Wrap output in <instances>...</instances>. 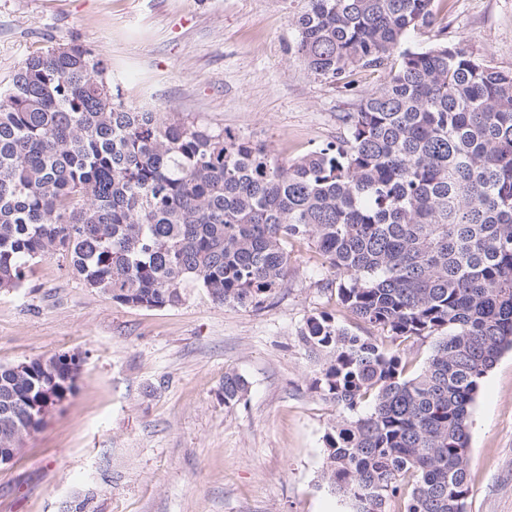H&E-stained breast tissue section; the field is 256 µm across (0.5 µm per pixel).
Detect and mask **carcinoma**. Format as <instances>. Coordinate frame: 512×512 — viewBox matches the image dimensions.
I'll list each match as a JSON object with an SVG mask.
<instances>
[{
    "label": "carcinoma",
    "mask_w": 512,
    "mask_h": 512,
    "mask_svg": "<svg viewBox=\"0 0 512 512\" xmlns=\"http://www.w3.org/2000/svg\"><path fill=\"white\" fill-rule=\"evenodd\" d=\"M434 0H308L292 19L308 68L349 84L386 73L336 145L282 164L225 129L124 104L112 65L73 40L30 55L0 89V288L60 255L118 303L175 307L182 289L257 306L288 276L290 240L336 270L368 328L431 337L408 377L377 336L333 314L300 340L313 388L350 413L323 436V478L351 512H465L470 410L512 349V71L438 41L402 47ZM81 356L0 365V448L74 387ZM248 382L224 374V403Z\"/></svg>",
    "instance_id": "obj_1"
}]
</instances>
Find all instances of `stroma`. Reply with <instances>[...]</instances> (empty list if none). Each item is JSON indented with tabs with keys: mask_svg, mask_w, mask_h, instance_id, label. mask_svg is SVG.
Listing matches in <instances>:
<instances>
[{
	"mask_svg": "<svg viewBox=\"0 0 512 512\" xmlns=\"http://www.w3.org/2000/svg\"><path fill=\"white\" fill-rule=\"evenodd\" d=\"M306 0H0V87L33 52L77 39L112 63L127 105L230 129L285 162L338 142L342 117L385 74L349 86L289 52ZM512 70V0H436L438 40ZM288 279L260 307L214 303L188 287L175 307L120 304L65 263L39 259L0 289V365L82 357L71 393L0 468V512H349L322 478L323 436L346 414L313 388L320 366L298 333L332 313L336 274L309 240L287 245ZM248 391L225 404L224 375ZM466 512H512V351L471 407Z\"/></svg>",
	"mask_w": 512,
	"mask_h": 512,
	"instance_id": "35a3bbf8",
	"label": "stroma"
}]
</instances>
